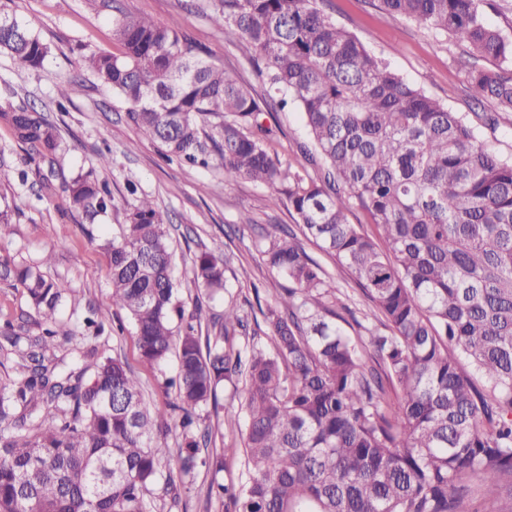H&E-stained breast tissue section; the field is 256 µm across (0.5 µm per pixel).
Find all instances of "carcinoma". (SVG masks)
Segmentation results:
<instances>
[{
    "mask_svg": "<svg viewBox=\"0 0 512 512\" xmlns=\"http://www.w3.org/2000/svg\"><path fill=\"white\" fill-rule=\"evenodd\" d=\"M114 11L118 51H92L86 69L128 105L131 120L167 157L216 168L270 191L307 238L335 259L368 301L350 336L332 319L338 285L280 224H253L266 268L288 285L245 313L238 298L209 320L177 305L168 215L147 197L124 217L110 255L107 301L130 315L142 362H177L172 423L135 373L91 346L68 370L48 355L74 330L56 312L70 288L38 264L0 262L47 325L0 337L24 377L0 387V512H152L176 500L185 478L241 459L238 483L210 490L224 512H467L474 486L512 499V160L481 143L467 118L408 82L318 7V0H207L210 19L260 67L253 95L201 56L177 24ZM389 14L492 57L471 66L472 97L512 112V37L487 24L490 0H380ZM50 46L0 10V54L43 68ZM294 105L315 176L304 179L267 146L263 115ZM0 120L55 172L59 129L25 100ZM70 208L93 219L112 193L93 171L64 186ZM358 209L375 234L349 222ZM193 282L228 291V260L194 254ZM243 384L225 423L243 446L200 454L196 411L222 385ZM180 437L179 479L168 476L167 431Z\"/></svg>",
    "mask_w": 512,
    "mask_h": 512,
    "instance_id": "obj_1",
    "label": "carcinoma"
}]
</instances>
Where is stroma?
Here are the masks:
<instances>
[{"mask_svg": "<svg viewBox=\"0 0 512 512\" xmlns=\"http://www.w3.org/2000/svg\"><path fill=\"white\" fill-rule=\"evenodd\" d=\"M0 5L51 47L40 70L18 68L8 56L0 55V88L11 86L58 127L66 146L59 157L62 176L69 179L90 171L112 192L111 210L90 221L70 210L63 196L43 199L36 176L24 183L15 178L0 181V206L9 205L11 214L7 230L0 233V257L32 263L54 252L49 272L71 288L57 319L72 325L89 309H96L105 331L94 338V345L103 355L124 361L156 407L165 408L169 400L165 381L173 375V365L158 369L143 364L132 320L125 311L106 303L111 288L110 256L103 243L119 236L126 208L145 195L168 213L177 298L188 307L199 295L192 283L191 258L204 247L230 254L225 277L234 295H251L257 287L262 297H276L280 279L263 265L259 239L244 220L289 225L293 219L286 206H269L265 188L245 180L228 184L223 173L166 160L159 145L140 134L124 102L82 66L89 50L115 51L111 13L92 10L86 0H0ZM122 5L128 12L159 23L178 20L182 30L205 48L208 61L245 87L262 91L257 70L242 59L237 47L205 13L186 12L179 0H122ZM322 7L406 80L448 109L465 114L482 140L503 158L512 159V112L499 113L497 126L484 124L483 114L496 111V105L471 97L467 73L459 64L467 56L466 46L386 13L378 0H323ZM72 80L81 82V89L72 93L65 107H58V85ZM264 121L273 131L270 150L302 177H312L314 171L299 151L300 142L307 139L299 111L269 112ZM102 153L109 158L104 168L97 165ZM7 321L23 326L30 336L40 335L43 329L23 288L0 280V325ZM219 403V408L199 412L202 425L210 429L200 446L205 454L241 441L239 433L224 422L234 405L231 392L223 391ZM239 469V463L233 462L216 475L195 471L181 503L158 504L157 512H224L222 501L210 496V484L237 481Z\"/></svg>", "mask_w": 512, "mask_h": 512, "instance_id": "1", "label": "stroma"}]
</instances>
